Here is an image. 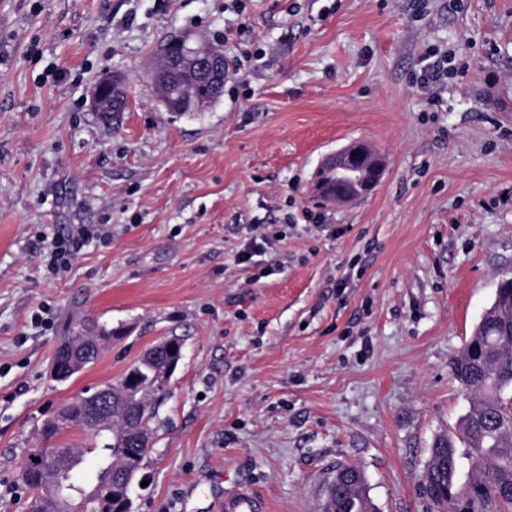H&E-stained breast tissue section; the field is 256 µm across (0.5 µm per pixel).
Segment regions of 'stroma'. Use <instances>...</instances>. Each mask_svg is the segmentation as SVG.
Instances as JSON below:
<instances>
[{
	"instance_id": "stroma-1",
	"label": "stroma",
	"mask_w": 512,
	"mask_h": 512,
	"mask_svg": "<svg viewBox=\"0 0 512 512\" xmlns=\"http://www.w3.org/2000/svg\"><path fill=\"white\" fill-rule=\"evenodd\" d=\"M0 0V512L41 431L88 388L184 340L131 512H322L336 464L379 512H429L418 481L467 400L454 380L512 275V0ZM241 57L203 112L160 105L159 47ZM447 78L420 85L427 58ZM123 76L130 108L91 92ZM369 143L385 175L316 205L324 156ZM276 243L242 261L246 225ZM84 224L66 268L33 253ZM118 332L51 378L72 313ZM123 82V79L116 74H106L96 83L95 87L92 90L91 95L93 103L98 108L99 112H102V117L107 121H110V118H108L107 114L122 111L118 107L113 110V108L111 107L112 100L108 108L103 109L102 99L105 95H109L112 99V92L115 89L121 88ZM225 512H267L268 505L246 492L224 497L221 510Z\"/></svg>"
}]
</instances>
